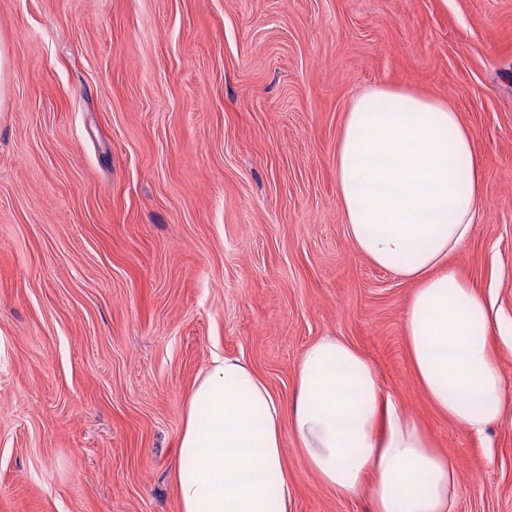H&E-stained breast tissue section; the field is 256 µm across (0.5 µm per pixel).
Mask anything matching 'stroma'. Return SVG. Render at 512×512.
Instances as JSON below:
<instances>
[{
    "instance_id": "35a3bbf8",
    "label": "stroma",
    "mask_w": 512,
    "mask_h": 512,
    "mask_svg": "<svg viewBox=\"0 0 512 512\" xmlns=\"http://www.w3.org/2000/svg\"><path fill=\"white\" fill-rule=\"evenodd\" d=\"M0 41V512H178L212 352L288 404L326 334L456 460L454 512H512V411L478 437L428 400L335 169L364 88L448 102L485 211L452 262L511 321L512 0H0ZM284 457L293 512H372Z\"/></svg>"
}]
</instances>
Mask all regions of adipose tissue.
Masks as SVG:
<instances>
[{
  "mask_svg": "<svg viewBox=\"0 0 512 512\" xmlns=\"http://www.w3.org/2000/svg\"><path fill=\"white\" fill-rule=\"evenodd\" d=\"M481 174L477 145L448 104L385 86L352 100L336 150L351 245L414 283L405 332L417 381L476 435L512 405L494 302L451 263L483 220ZM288 434L325 485L367 491L373 512H453L462 492L454 459L384 392L375 365L324 336L305 349L288 407L242 358L214 356L183 408L179 512H291Z\"/></svg>",
  "mask_w": 512,
  "mask_h": 512,
  "instance_id": "1",
  "label": "adipose tissue"
}]
</instances>
